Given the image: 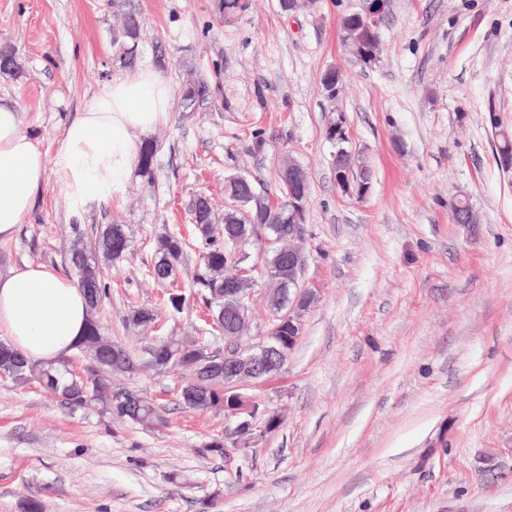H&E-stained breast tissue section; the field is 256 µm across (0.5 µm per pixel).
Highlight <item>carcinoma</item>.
<instances>
[{
	"label": "carcinoma",
	"instance_id": "carcinoma-1",
	"mask_svg": "<svg viewBox=\"0 0 512 512\" xmlns=\"http://www.w3.org/2000/svg\"><path fill=\"white\" fill-rule=\"evenodd\" d=\"M120 35L114 38L118 47V60L124 67L133 66L136 59L141 29L138 13L129 10L124 13L119 27ZM341 37L344 45L352 49L361 44L381 52L380 34L377 29L354 26V17L349 14L341 21ZM215 80L190 78L183 90L181 107L184 112L196 111L197 105L208 100L220 84V71H215ZM157 148L152 140L143 141L138 154V166L145 174L153 172ZM278 190L281 203L256 220L251 193L253 184L242 176L230 175L224 179V196L228 205L224 207L223 228L215 222L213 207L208 198L199 196L192 202L195 228L204 242L202 266L195 275L196 287L208 293L207 307L213 323H219V312L234 310V304L224 297V265L228 250L223 233L231 232L247 238L261 230L281 237L298 235L299 224L293 222L288 210V182L285 175H279ZM73 241L70 250L71 262L76 273V284L83 291L90 308L86 335L78 351L83 353L87 363L82 371L74 370L68 359L57 362L36 363L27 359L8 343H0V370L18 384L38 383L47 392L60 398L70 408L95 409L102 416L114 421L131 422L144 430L166 424L159 408L148 398L138 397L136 407L131 409L123 402L126 393L112 392V374L130 372V364L118 363L106 354L112 348V338L107 336L96 319L95 313L108 296L99 258L115 261L129 248V239L122 224H107L99 232L95 246L87 248L80 225H72ZM185 251L184 240L175 234L157 238L155 260L151 268L152 277L165 282L173 278L182 262ZM156 320L151 308L139 307L128 316L135 326L148 325ZM153 350V370L162 373L176 367L190 375L180 389V400L191 409H224V389L215 386L224 381L222 376H201L199 365L210 359L208 348L194 340L174 338L159 340L150 345Z\"/></svg>",
	"mask_w": 512,
	"mask_h": 512
}]
</instances>
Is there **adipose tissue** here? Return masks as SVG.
<instances>
[{
  "label": "adipose tissue",
  "mask_w": 512,
  "mask_h": 512,
  "mask_svg": "<svg viewBox=\"0 0 512 512\" xmlns=\"http://www.w3.org/2000/svg\"><path fill=\"white\" fill-rule=\"evenodd\" d=\"M172 88L154 68L116 77L87 99L63 128L55 155L72 208L121 194L134 167L141 136L169 114ZM38 124L24 125L15 104L0 101V241L11 239L30 216L47 179ZM89 307L76 283L44 264L0 271V335L36 362L76 351Z\"/></svg>",
  "instance_id": "ef3b65f1"
}]
</instances>
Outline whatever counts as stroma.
I'll use <instances>...</instances> for the list:
<instances>
[{
  "label": "stroma",
  "mask_w": 512,
  "mask_h": 512,
  "mask_svg": "<svg viewBox=\"0 0 512 512\" xmlns=\"http://www.w3.org/2000/svg\"><path fill=\"white\" fill-rule=\"evenodd\" d=\"M123 7L141 17L138 67H158L177 93L193 73H220L221 87L149 132L152 174L133 170L122 194L83 212L48 166L0 264L69 278L72 225L89 245L125 225L126 254L102 264L108 336L135 352L170 336L223 350L194 286L204 248L190 203L207 197L223 216L225 177L275 187L288 155L309 178L302 281L318 301L280 373L247 388L280 426L227 459L205 451L223 413L184 407L181 371L112 378L113 391L154 400L167 419L154 431L0 377V512L31 499L43 512H512V168L499 154L512 135V0H387L372 65L340 34L363 0L288 12L246 0L222 19L212 0H0V50L18 64L0 72V97L30 121L55 113L40 128L48 155L61 121L122 75ZM331 68L344 74L333 100ZM336 121L372 171L366 196L336 184ZM460 199L478 223L455 222ZM163 234L187 243L166 283L150 275ZM142 306L154 326L128 322Z\"/></svg>",
  "instance_id": "obj_1"
}]
</instances>
